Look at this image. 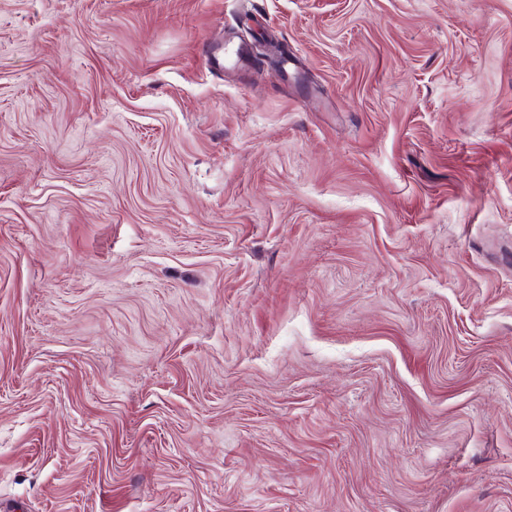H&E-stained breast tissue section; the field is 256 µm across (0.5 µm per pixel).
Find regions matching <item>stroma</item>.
Segmentation results:
<instances>
[{
    "label": "stroma",
    "mask_w": 512,
    "mask_h": 512,
    "mask_svg": "<svg viewBox=\"0 0 512 512\" xmlns=\"http://www.w3.org/2000/svg\"><path fill=\"white\" fill-rule=\"evenodd\" d=\"M0 512H512V0H0ZM251 57L250 49L241 45L224 47L223 50H219L218 54L209 49V59L212 68L223 69L226 62L234 65L248 64Z\"/></svg>",
    "instance_id": "obj_1"
}]
</instances>
